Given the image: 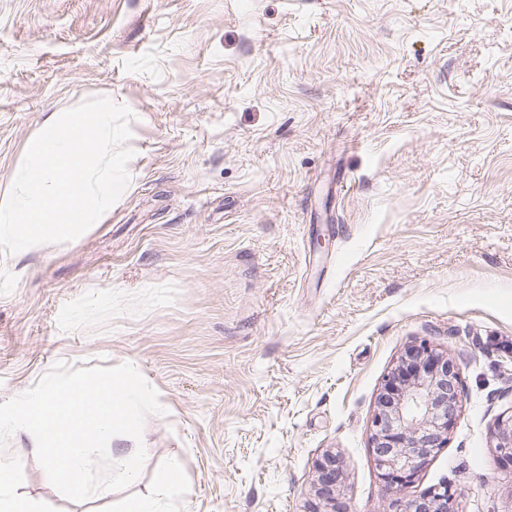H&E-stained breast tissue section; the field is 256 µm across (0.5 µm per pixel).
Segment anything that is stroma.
Returning <instances> with one entry per match:
<instances>
[{"mask_svg":"<svg viewBox=\"0 0 512 512\" xmlns=\"http://www.w3.org/2000/svg\"><path fill=\"white\" fill-rule=\"evenodd\" d=\"M133 113L128 188L80 239L0 252V403L59 361L132 364L164 414L137 480L64 499L0 444L40 512H339L448 483L512 512V0H0V195L44 119ZM325 247H317V240ZM459 373L448 445L388 493L384 377L420 341ZM495 438L500 455L512 461V413L498 421ZM315 472L317 476L312 485L315 499L306 512H339L334 492L337 483L343 479V470L336 454L325 451L316 462Z\"/></svg>","mask_w":512,"mask_h":512,"instance_id":"35a3bbf8","label":"stroma"}]
</instances>
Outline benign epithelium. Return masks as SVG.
<instances>
[{
  "label": "benign epithelium",
  "instance_id": "1",
  "mask_svg": "<svg viewBox=\"0 0 512 512\" xmlns=\"http://www.w3.org/2000/svg\"><path fill=\"white\" fill-rule=\"evenodd\" d=\"M460 402L453 361L430 342L405 351L387 375L376 399L370 448L386 490L414 482L422 466L448 445ZM500 455L512 461V415L498 421ZM314 501L307 512H338L335 490L343 479L336 454L325 451L316 462ZM456 490L444 483L406 502L401 512H456Z\"/></svg>",
  "mask_w": 512,
  "mask_h": 512
}]
</instances>
